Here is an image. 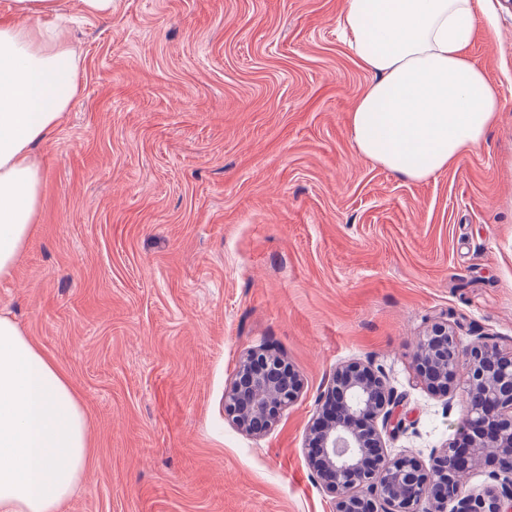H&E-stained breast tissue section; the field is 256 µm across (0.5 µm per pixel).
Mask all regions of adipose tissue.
Segmentation results:
<instances>
[{
	"label": "adipose tissue",
	"mask_w": 512,
	"mask_h": 512,
	"mask_svg": "<svg viewBox=\"0 0 512 512\" xmlns=\"http://www.w3.org/2000/svg\"><path fill=\"white\" fill-rule=\"evenodd\" d=\"M62 0H14L0 20V279L12 276L41 206L33 150L50 140L78 89L71 49L40 25ZM371 82L351 113L357 150L420 181L479 144L500 110L469 48L472 0H348L339 19ZM91 452L68 378L0 316V512H59Z\"/></svg>",
	"instance_id": "1"
}]
</instances>
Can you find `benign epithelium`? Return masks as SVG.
Returning <instances> with one entry per match:
<instances>
[{"label":"benign epithelium","mask_w":512,"mask_h":512,"mask_svg":"<svg viewBox=\"0 0 512 512\" xmlns=\"http://www.w3.org/2000/svg\"><path fill=\"white\" fill-rule=\"evenodd\" d=\"M466 357L465 424L430 464L412 454L390 457L382 430L392 421L397 396L368 361L342 365L328 378L305 448L313 472L334 499V512H512V352L478 340L462 346L443 317L432 321L413 356L426 388L452 397ZM304 382L282 354L248 352L224 390V412L238 429L261 435L300 396ZM484 464L499 485L463 489L462 475Z\"/></svg>","instance_id":"obj_1"}]
</instances>
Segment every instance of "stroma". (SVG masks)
I'll use <instances>...</instances> for the list:
<instances>
[{
	"label": "stroma",
	"instance_id": "obj_1",
	"mask_svg": "<svg viewBox=\"0 0 512 512\" xmlns=\"http://www.w3.org/2000/svg\"><path fill=\"white\" fill-rule=\"evenodd\" d=\"M347 0H113L59 34L79 92L37 149L41 210L0 311L67 376L93 456L61 512H332L304 443L336 367L371 361L400 400L389 456L429 460L466 394L412 357L448 318L512 351V6L473 0L472 61L498 121L412 181L360 154L370 76ZM269 346L304 380L267 433L224 389Z\"/></svg>",
	"mask_w": 512,
	"mask_h": 512
}]
</instances>
